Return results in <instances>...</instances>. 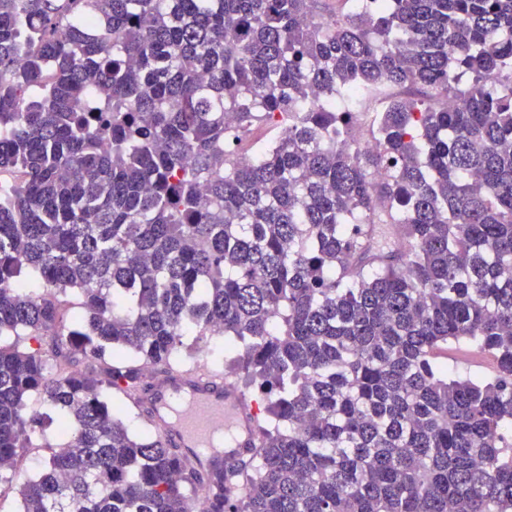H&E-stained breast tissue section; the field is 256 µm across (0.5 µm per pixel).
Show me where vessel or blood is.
Wrapping results in <instances>:
<instances>
[{"mask_svg":"<svg viewBox=\"0 0 512 512\" xmlns=\"http://www.w3.org/2000/svg\"><path fill=\"white\" fill-rule=\"evenodd\" d=\"M141 398L146 420L166 446L186 454L200 472L214 458L230 463L255 446L253 406L221 374L158 372Z\"/></svg>","mask_w":512,"mask_h":512,"instance_id":"vessel-or-blood-1","label":"vessel or blood"}]
</instances>
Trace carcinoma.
Listing matches in <instances>:
<instances>
[{
	"label": "carcinoma",
	"mask_w": 512,
	"mask_h": 512,
	"mask_svg": "<svg viewBox=\"0 0 512 512\" xmlns=\"http://www.w3.org/2000/svg\"><path fill=\"white\" fill-rule=\"evenodd\" d=\"M318 2L0 0V470L70 429L19 512H512V0ZM211 336L203 481L115 397ZM440 361L448 367L453 375H472L483 371L484 360L466 348H448V356L440 355Z\"/></svg>",
	"instance_id": "carcinoma-1"
}]
</instances>
